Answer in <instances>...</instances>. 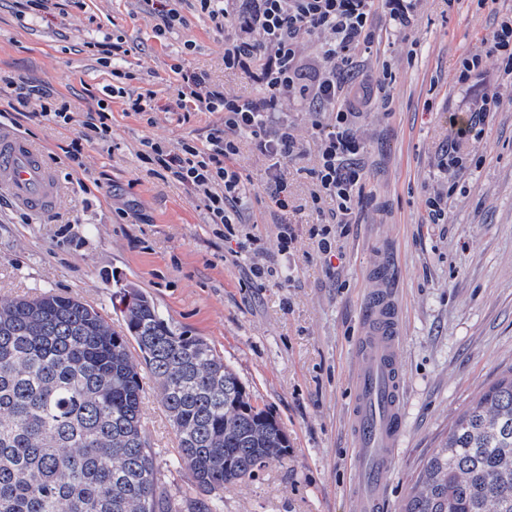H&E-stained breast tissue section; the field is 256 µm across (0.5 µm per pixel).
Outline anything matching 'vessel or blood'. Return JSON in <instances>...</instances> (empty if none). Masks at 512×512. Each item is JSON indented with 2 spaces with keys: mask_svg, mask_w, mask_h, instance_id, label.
Returning <instances> with one entry per match:
<instances>
[{
  "mask_svg": "<svg viewBox=\"0 0 512 512\" xmlns=\"http://www.w3.org/2000/svg\"><path fill=\"white\" fill-rule=\"evenodd\" d=\"M30 212L56 206L60 185L40 148L0 126V195ZM359 343L363 356L354 371L350 405L359 512H384L381 476L403 428L404 386L396 354L401 338L399 307L390 290L376 289L366 311Z\"/></svg>",
  "mask_w": 512,
  "mask_h": 512,
  "instance_id": "b4317fda",
  "label": "vessel or blood"
}]
</instances>
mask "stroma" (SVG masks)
<instances>
[{
	"label": "stroma",
	"mask_w": 512,
	"mask_h": 512,
	"mask_svg": "<svg viewBox=\"0 0 512 512\" xmlns=\"http://www.w3.org/2000/svg\"><path fill=\"white\" fill-rule=\"evenodd\" d=\"M172 8L185 25L157 35L162 11ZM503 15H512V0L490 7L420 0L414 22L400 32L378 19L381 50L363 67L388 68L391 101L355 123L365 146L364 188L348 235L335 242L343 259L329 266L310 230L330 221L334 204H312L317 116L297 100L283 104L298 145L282 167L286 209L270 199L269 157L252 138L241 139L235 164L248 179L242 234H213L202 196L140 159L146 142H202L224 123L223 113L181 108L182 72H204L232 95H260L251 73L224 66V36L234 25L217 30L195 0H47L34 12L19 0H0V124L43 147L62 187L56 207L41 215L0 198V297L43 289L70 294L101 308L118 329L120 291L145 292L176 333L215 348L254 405L271 412L288 436L286 457L225 486L222 512H351L350 372L372 275L385 265V285L402 306L407 391L404 433L386 475L388 512H399L438 436L512 366V78L489 59L467 84L457 81L459 59L484 53ZM106 35L126 48L110 68L87 47ZM116 67L132 75L128 93L152 90L154 123L113 103L107 140L88 146L83 168L72 169L64 149ZM10 79L53 91L69 104L74 123L62 128L13 112ZM494 87L502 94L499 109L479 139L462 144L466 167L456 175L443 222L430 223L425 200L446 182L448 117L475 112ZM286 226L296 236L288 252L279 240ZM262 265L276 275L254 279L252 268ZM142 421L160 487L192 496L154 390L145 393Z\"/></svg>",
	"instance_id": "35a3bbf8"
}]
</instances>
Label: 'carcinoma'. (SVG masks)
Here are the masks:
<instances>
[{
    "mask_svg": "<svg viewBox=\"0 0 512 512\" xmlns=\"http://www.w3.org/2000/svg\"><path fill=\"white\" fill-rule=\"evenodd\" d=\"M131 294L120 331L77 296L0 298V512H220L224 486L288 455V435L215 349ZM136 350L199 497L178 503L158 485ZM401 512H512V367L453 421Z\"/></svg>",
    "mask_w": 512,
    "mask_h": 512,
    "instance_id": "obj_1",
    "label": "carcinoma"
}]
</instances>
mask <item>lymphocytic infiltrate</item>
Returning <instances> with one entry per match:
<instances>
[{
	"label": "lymphocytic infiltrate",
	"instance_id": "1",
	"mask_svg": "<svg viewBox=\"0 0 512 512\" xmlns=\"http://www.w3.org/2000/svg\"><path fill=\"white\" fill-rule=\"evenodd\" d=\"M418 0H251L246 7L245 26L258 29L260 40L238 33L224 40V65L253 73L262 86L259 99H245L206 84L202 74L184 76L178 93L182 108L197 112H220L223 125L210 130L206 140L182 142L169 148L148 143V164L165 171L185 189L202 194L208 223L233 231L240 223V207L247 194V179L236 167L240 135L255 140L260 151L272 161L271 199L280 209L288 206V183L281 171L282 161L297 153V140L282 118L285 97L300 99L318 115H327L329 132L318 145V164L311 172L317 191L314 202L331 200L336 205L337 222L312 228L323 253H330L333 230L345 229L346 218L360 196L365 179L355 158L364 149L353 124L360 111L374 105L385 91L386 77L361 70L362 59L371 53L378 13H385L393 30L407 28L415 17ZM322 34L321 63L303 62L300 37ZM127 75L112 72V86L98 102L97 111L87 113L82 128L65 150L67 159L80 164L86 144L106 133L112 109L110 101L122 98L127 111L143 118L153 112L152 92L127 94L122 82ZM500 93H486L478 112L469 119L450 116L455 145L448 152V173L456 175L463 157L456 145L478 138L480 126L496 111ZM39 106L41 118L65 126L72 120L67 103H60L47 91L19 84L10 104L13 111L26 114Z\"/></svg>",
	"mask_w": 512,
	"mask_h": 512
}]
</instances>
